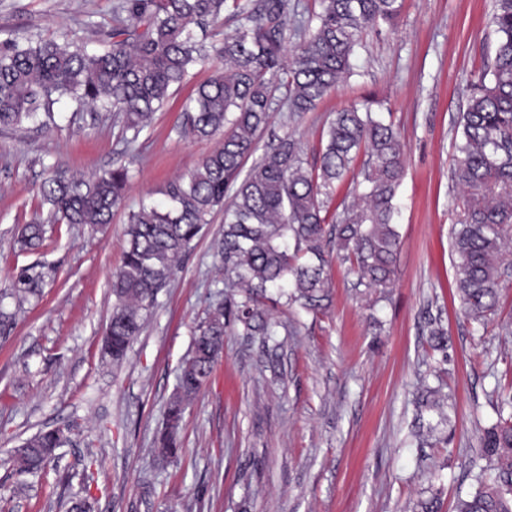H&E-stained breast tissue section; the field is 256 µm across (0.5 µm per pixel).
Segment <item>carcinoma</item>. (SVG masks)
Segmentation results:
<instances>
[{
  "instance_id": "carcinoma-1",
  "label": "carcinoma",
  "mask_w": 512,
  "mask_h": 512,
  "mask_svg": "<svg viewBox=\"0 0 512 512\" xmlns=\"http://www.w3.org/2000/svg\"><path fill=\"white\" fill-rule=\"evenodd\" d=\"M314 27L288 33L289 0H119L116 23L100 48L73 42L11 37L0 42V127L18 128L50 112L63 98L95 112L122 118L128 146L148 128L183 85L189 69L212 55L209 28L220 19L237 25L216 50L220 64L189 97L176 128L181 136L223 137L192 171L169 181L164 201L141 202L128 214L123 263L113 275L112 315L103 352L119 364L127 356L182 257L214 213L224 212L218 256L224 269V303L199 324L190 356L167 409L157 458L177 457L178 428L189 401L211 377L224 336L240 326L246 336L277 335L268 304L276 298L317 311L328 299L326 267L331 252L350 263L356 286H392L400 252L395 203L405 174L399 131L376 112L355 106L337 111L323 130L313 162L285 133L266 145L250 168L261 132L275 107L294 114L316 109L328 90L352 71L364 31L390 21L398 0H320ZM497 36L493 55L471 85L460 114L452 181L465 197L452 246L456 290L467 316L485 323L496 308L501 278L512 265V0H494ZM298 38L288 49L291 37ZM361 165L353 201L330 213L336 183ZM130 182L117 165L84 177L49 172L39 186L40 207L24 225L19 243L40 247L45 222L104 226L112 223ZM48 276L42 265L21 269L9 297L21 304L40 292ZM445 397L426 389L422 402L438 412L432 437L446 416ZM499 422L484 432L488 465L474 475L476 492L457 512H512V399L498 404ZM70 427L41 431L12 449L19 475H35L55 458Z\"/></svg>"
}]
</instances>
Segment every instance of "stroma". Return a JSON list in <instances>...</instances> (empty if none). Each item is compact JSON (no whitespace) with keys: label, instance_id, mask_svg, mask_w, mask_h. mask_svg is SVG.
<instances>
[{"label":"stroma","instance_id":"35a3bbf8","mask_svg":"<svg viewBox=\"0 0 512 512\" xmlns=\"http://www.w3.org/2000/svg\"><path fill=\"white\" fill-rule=\"evenodd\" d=\"M393 21L368 28L351 76L312 112H274L272 135L292 133L312 159L334 112L358 105L389 114L406 146L398 190L401 235L385 299L359 293L348 265L329 267L330 299L308 312L282 305L278 372L259 339L231 329L211 379L186 409L180 452L156 460L182 360L207 313L224 300L216 213L194 240L122 364L101 353L112 315V276L125 249L127 214L162 200L167 181L194 169L219 144L179 136L181 110L209 68L191 70L168 107L124 152L111 113L55 104L46 125L0 128V289L21 268L49 276L0 340V512H66L86 496L96 512H413L437 497L441 512L475 490L480 437L512 397V276L487 325L472 323L455 293L452 228L463 211L451 172L469 84L492 54L494 0H399ZM118 0H0V40L27 33L97 48ZM123 164L129 189L111 224H56L42 246L17 239L38 204L49 167L92 176ZM448 350L427 343L429 319ZM440 373L445 440L418 447L416 390ZM78 429L40 474L18 477L10 458L35 433ZM95 463L83 469L81 460Z\"/></svg>","mask_w":512,"mask_h":512}]
</instances>
